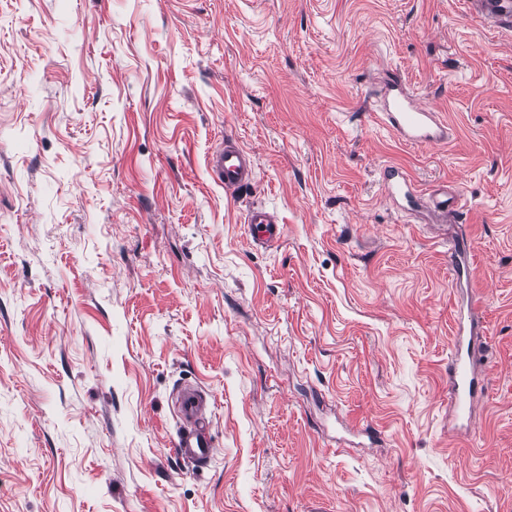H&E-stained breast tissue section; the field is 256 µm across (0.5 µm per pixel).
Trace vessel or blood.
Instances as JSON below:
<instances>
[{
	"label": "vessel or blood",
	"mask_w": 512,
	"mask_h": 512,
	"mask_svg": "<svg viewBox=\"0 0 512 512\" xmlns=\"http://www.w3.org/2000/svg\"><path fill=\"white\" fill-rule=\"evenodd\" d=\"M471 10L497 27H512V0H469ZM380 119L386 129L401 141L414 146H434L446 142L448 128L437 112L420 104L407 93L401 83H393L387 93ZM209 170L223 184L226 194L234 196L252 187L257 179L253 155L228 140L210 156ZM388 195L411 196V183L399 171L388 168L382 176ZM255 244L269 247L284 235V226L277 213L266 209L252 210L246 219ZM457 336L448 355V393L456 414H465L484 390L475 375L477 346L474 337L478 322L474 313L458 314ZM182 425L173 442L175 454L196 466L206 465L216 446L211 433L215 401L197 386L184 385L176 400Z\"/></svg>",
	"instance_id": "1"
}]
</instances>
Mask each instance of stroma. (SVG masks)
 Segmentation results:
<instances>
[{
    "mask_svg": "<svg viewBox=\"0 0 512 512\" xmlns=\"http://www.w3.org/2000/svg\"><path fill=\"white\" fill-rule=\"evenodd\" d=\"M392 74L447 144L378 121ZM227 139L257 164L233 199ZM184 384L216 400L201 468ZM0 512H512V30L466 0H0ZM208 166L213 178L224 185L230 196L252 187L257 179L253 155L232 140H224V146L213 151ZM382 183L385 192L390 196H396L402 193L405 197L412 195L410 181L393 168H388L383 171ZM255 244L270 247L278 243L284 235V225L277 213L266 209L252 210L246 219ZM476 308V302H473L467 315L462 312L457 315V336L448 355V393L457 415L465 414L484 390L483 384L475 375L474 367L477 346L473 336L477 334L479 327L475 319ZM182 425L172 447L182 460L203 467L213 457L216 446L211 433L215 401L195 385L180 388L176 400Z\"/></svg>",
    "mask_w": 512,
    "mask_h": 512,
    "instance_id": "35a3bbf8",
    "label": "stroma"
}]
</instances>
